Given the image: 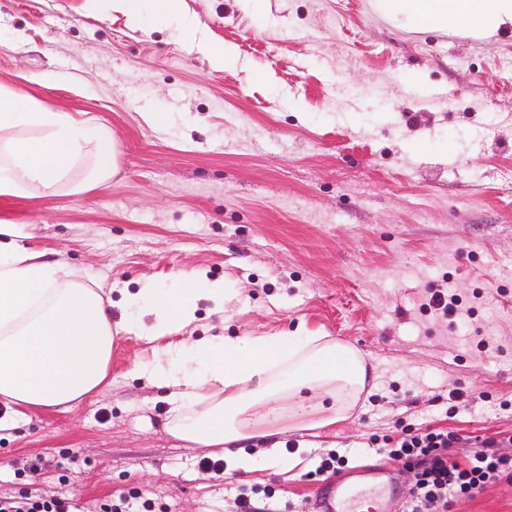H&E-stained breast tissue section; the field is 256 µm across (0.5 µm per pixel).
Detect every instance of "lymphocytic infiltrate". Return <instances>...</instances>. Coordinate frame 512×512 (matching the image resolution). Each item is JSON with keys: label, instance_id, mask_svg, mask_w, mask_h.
Wrapping results in <instances>:
<instances>
[{"label": "lymphocytic infiltrate", "instance_id": "f902f5d3", "mask_svg": "<svg viewBox=\"0 0 512 512\" xmlns=\"http://www.w3.org/2000/svg\"><path fill=\"white\" fill-rule=\"evenodd\" d=\"M459 440L456 432L431 427H406L398 437H385L387 453L412 473L411 512H449L454 501L472 498L501 478L512 480V458L491 451L495 438L482 439L480 449L462 461L448 454Z\"/></svg>", "mask_w": 512, "mask_h": 512}]
</instances>
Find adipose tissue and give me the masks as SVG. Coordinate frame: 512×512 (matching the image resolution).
I'll return each instance as SVG.
<instances>
[{"label": "adipose tissue", "instance_id": "ef3b65f1", "mask_svg": "<svg viewBox=\"0 0 512 512\" xmlns=\"http://www.w3.org/2000/svg\"><path fill=\"white\" fill-rule=\"evenodd\" d=\"M181 0H112L130 23L152 16L165 25ZM380 14L419 29L492 32L512 26V0H376ZM110 126L54 112L0 86V197L67 195L108 185L118 168ZM34 227L0 221V403L5 422L25 409L72 411L111 383L119 332L158 338L196 319L197 303L227 300L222 281L181 277L176 287L143 284L150 324L113 321L111 305L64 265L30 247ZM135 374L165 390V430L191 448L222 455L227 472L282 464L291 430L333 429L348 419L369 384L353 348L315 333L203 336L176 353L136 365ZM262 439L259 454L241 442Z\"/></svg>", "mask_w": 512, "mask_h": 512}]
</instances>
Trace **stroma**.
I'll use <instances>...</instances> for the list:
<instances>
[{
    "label": "stroma",
    "instance_id": "obj_1",
    "mask_svg": "<svg viewBox=\"0 0 512 512\" xmlns=\"http://www.w3.org/2000/svg\"><path fill=\"white\" fill-rule=\"evenodd\" d=\"M182 14L134 26L112 0H0V85L110 125L120 150L108 186L0 199V220L36 225L34 246L103 288L113 321L136 315L143 283L220 280L232 300L198 301L195 336H330L365 356L374 388L335 435L288 433L314 442L288 471L220 479L132 375L185 333L123 334L110 391L0 430V496L72 494L97 512L138 491L156 512H239L245 485L262 490L255 512H321L343 474L305 473L333 444L348 469L388 472L391 512H408L412 474L372 435L448 429L462 460L469 439L500 434L512 457V27L426 31L374 0H182ZM224 46L235 62L214 61ZM45 73L54 83L32 82ZM442 281L482 294L466 327L423 312ZM451 512H512V481Z\"/></svg>",
    "mask_w": 512,
    "mask_h": 512
}]
</instances>
